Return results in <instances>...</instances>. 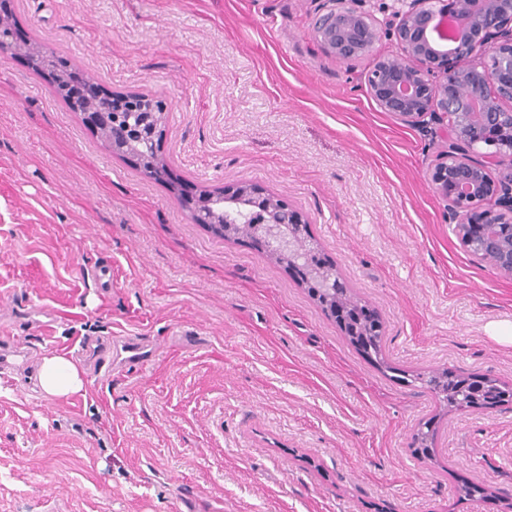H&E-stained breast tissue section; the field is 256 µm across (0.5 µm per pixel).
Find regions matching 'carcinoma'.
I'll return each instance as SVG.
<instances>
[{
	"mask_svg": "<svg viewBox=\"0 0 512 512\" xmlns=\"http://www.w3.org/2000/svg\"><path fill=\"white\" fill-rule=\"evenodd\" d=\"M0 33L4 34L9 50L22 56L39 76L48 80L55 92L74 112L105 111V119L93 132L110 150L129 158L144 176L166 184L178 192L180 182L173 178L164 158L159 155L158 142L165 120L161 101L140 94H112L100 98H72L70 85L82 86L97 82L88 72L74 68L65 56L35 41L19 36L9 6V0H0ZM199 195L213 199L209 206L190 211L191 218L205 225L211 233L224 240L248 238L260 249L263 243L254 235L253 225L234 224L237 207L224 204V189H201ZM310 241L296 242L295 253L304 256L307 267L325 265V255L309 250ZM309 296L325 315L334 318L336 310L345 312V323L340 326L348 341L364 356L384 364L382 338L384 322L379 313L353 295L347 288H325L322 281H304ZM412 382L435 394L442 408L449 412L470 408H493L512 402V387L488 376L460 375L448 368L413 376ZM434 421H428L412 436L415 452L431 457L434 453Z\"/></svg>",
	"mask_w": 512,
	"mask_h": 512,
	"instance_id": "obj_1",
	"label": "carcinoma"
}]
</instances>
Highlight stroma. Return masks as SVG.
Here are the masks:
<instances>
[{
  "instance_id": "obj_1",
  "label": "stroma",
  "mask_w": 512,
  "mask_h": 512,
  "mask_svg": "<svg viewBox=\"0 0 512 512\" xmlns=\"http://www.w3.org/2000/svg\"><path fill=\"white\" fill-rule=\"evenodd\" d=\"M324 0H11L30 38L109 90L163 101L160 151L200 188L257 185L306 214L384 321L380 369L280 265L194 223L0 50V512H512V404L445 413L400 373L512 385V275L471 255L430 169L435 124L379 111L374 55L312 28ZM147 340L92 371L89 340ZM48 353L86 389L44 395ZM436 418L434 456L412 434ZM470 481L484 502L461 499Z\"/></svg>"
}]
</instances>
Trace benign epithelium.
Wrapping results in <instances>:
<instances>
[{"label": "benign epithelium", "mask_w": 512, "mask_h": 512, "mask_svg": "<svg viewBox=\"0 0 512 512\" xmlns=\"http://www.w3.org/2000/svg\"><path fill=\"white\" fill-rule=\"evenodd\" d=\"M313 30L328 53L348 62L374 48L382 27L359 0H327ZM388 31L400 55L376 58L367 76L373 101L406 124L428 115L449 127L453 147L428 181L448 202L457 229L485 225L473 256L492 252L494 268L512 275V245L492 228L512 224V166L496 177L488 171L494 157L512 153V108L505 107L512 103V0H407ZM478 145L481 158L466 154ZM264 195L256 187H224L226 203ZM270 223L302 231L308 220L285 203Z\"/></svg>", "instance_id": "obj_1"}]
</instances>
